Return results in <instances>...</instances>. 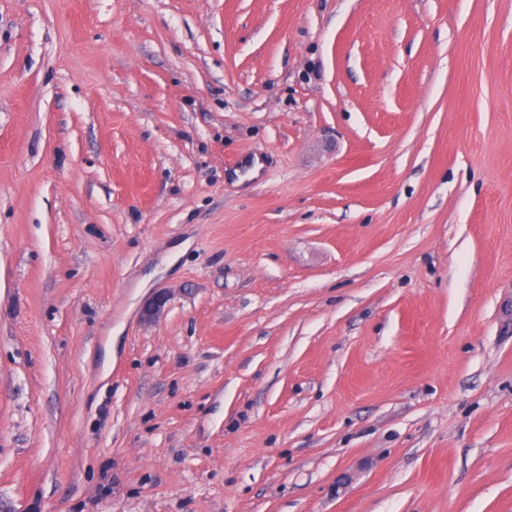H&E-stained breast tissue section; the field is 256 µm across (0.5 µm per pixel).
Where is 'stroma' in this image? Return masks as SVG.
Listing matches in <instances>:
<instances>
[{"label":"stroma","mask_w":512,"mask_h":512,"mask_svg":"<svg viewBox=\"0 0 512 512\" xmlns=\"http://www.w3.org/2000/svg\"><path fill=\"white\" fill-rule=\"evenodd\" d=\"M0 512H512V0H0Z\"/></svg>","instance_id":"35a3bbf8"}]
</instances>
